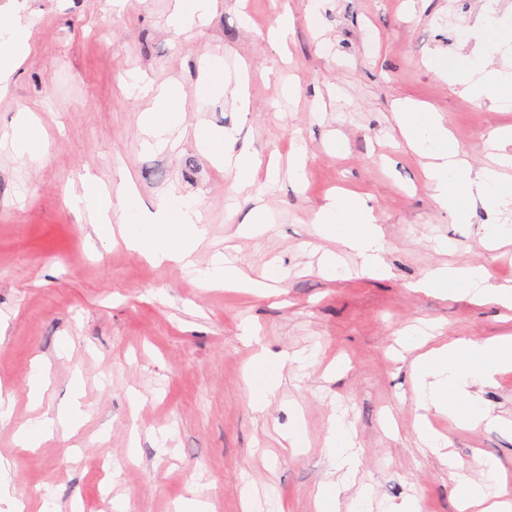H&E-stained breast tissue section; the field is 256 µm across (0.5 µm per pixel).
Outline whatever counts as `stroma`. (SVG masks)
Masks as SVG:
<instances>
[{
  "mask_svg": "<svg viewBox=\"0 0 512 512\" xmlns=\"http://www.w3.org/2000/svg\"><path fill=\"white\" fill-rule=\"evenodd\" d=\"M214 0L209 17L184 32L168 28L172 0H0V14L33 19L29 49L0 96V133L33 113L47 144L41 159L0 149V391L11 394L0 421V457L13 468L14 494L35 507L112 512H174L201 491L216 512H242L245 495L278 512H314L318 488L338 484L340 512L369 490L368 512L417 499L421 512H457L455 480L487 482L477 461L497 462L512 488V369L475 380L468 392L492 421L456 425L430 414L458 466L448 469L418 437L421 411L413 355L396 356L399 330L430 324L436 341L512 335V310L453 294L415 290L432 270L485 267L490 287L512 288V261L488 245L486 229L512 218L474 203L455 223L431 196L424 158L412 153L396 122V101L435 108L473 166L490 164L487 139L511 125L512 110L475 101L451 84L482 0ZM293 19L286 49L267 40L283 15ZM247 69L250 108L230 96L197 105L193 91L209 58ZM139 72L176 83L185 100L182 136L147 149L146 98L128 96ZM293 94H285V81ZM232 130L261 156L307 149L306 176L265 191L272 218L264 232L241 236L250 211L234 176L197 145L198 122ZM128 172L144 207L170 194L198 200L207 235L194 252L207 266L230 250L237 265L275 288L252 294L202 288L179 266H157L123 243L105 245L96 227L67 205L84 176L118 195ZM367 198L381 228L385 273L367 275L361 257L319 236L314 216L336 189ZM342 255L346 276L326 278L322 253ZM260 330L271 354L304 352L306 366L285 365L282 385L252 410L246 369L253 346L241 325ZM49 388L41 410L79 398L86 416L36 451L18 448V425L37 417L28 400L34 361ZM351 422L363 465L345 478L325 446L333 418ZM301 426L307 445L291 450Z\"/></svg>",
  "mask_w": 512,
  "mask_h": 512,
  "instance_id": "stroma-1",
  "label": "stroma"
}]
</instances>
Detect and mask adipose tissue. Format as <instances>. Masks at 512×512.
Masks as SVG:
<instances>
[{
	"label": "adipose tissue",
	"mask_w": 512,
	"mask_h": 512,
	"mask_svg": "<svg viewBox=\"0 0 512 512\" xmlns=\"http://www.w3.org/2000/svg\"><path fill=\"white\" fill-rule=\"evenodd\" d=\"M497 0H483L477 17L482 34L483 50L480 56L462 60L452 72L451 80L464 86L466 95L475 99H490L495 106L507 108L512 103V65L496 64L495 59L504 50L512 48V21L498 16ZM28 18L11 14L0 16V93L9 86V77L28 47ZM126 89L133 96L152 97L154 106L141 116L143 127L155 146H163L168 135L180 125L185 100L177 85L154 83L140 75H130ZM232 93L240 108H247L248 100L244 76L229 79L222 59L213 58L197 87L196 102L208 104L223 93ZM398 126L409 148L425 157L424 174L432 197L442 208L451 212L457 223H467L469 205L482 200L493 208L512 205V177L504 167L512 165V156L499 155L495 166L473 168L462 159L453 134L443 124L435 110L427 105L404 100L397 105ZM194 137L206 157L215 165L234 169L236 190L249 192L253 173L266 167L268 183H277L281 174H288L296 183L305 176L306 153L296 148L287 170H280L275 158L264 159L254 151L234 150L235 135L229 130H218L206 125L197 126ZM77 215H90L97 224L101 238L112 239L122 233L128 248L162 263L191 265V255L205 230L195 201L171 196L166 205L153 213L144 212L133 184H126L121 199L119 226L110 223L111 200L108 191L93 178H85L81 189L70 199ZM321 236L340 241L364 259L366 271L374 276L384 273L381 253L384 242L371 207L360 196L341 192L331 197L315 215ZM199 284L206 288H244L257 291L258 285L246 271L228 259L215 257L210 266L197 270ZM484 268L451 266L432 272L418 287L425 292L455 293L474 301L490 302L512 308V290L492 288L487 284ZM416 334L403 333L402 346L418 350L416 373L422 379L418 405L423 411L434 410L448 414L462 426H474L486 418L483 408L465 390L470 379L487 378L504 367L512 366V336H496L485 341L458 339L421 350ZM288 354L271 355L259 350L249 370L250 404L254 410H263L281 384V371L288 362ZM79 409L60 410L43 414L35 422L18 428L15 438L20 447L36 448L51 438L57 428L75 424ZM329 457L334 466L345 475H354L359 466L355 450L354 431L350 424L340 421L332 424L327 438ZM452 494L459 512L482 508L483 512H512L505 486H498L497 501H489L481 485L457 483Z\"/></svg>",
	"instance_id": "adipose-tissue-1"
}]
</instances>
